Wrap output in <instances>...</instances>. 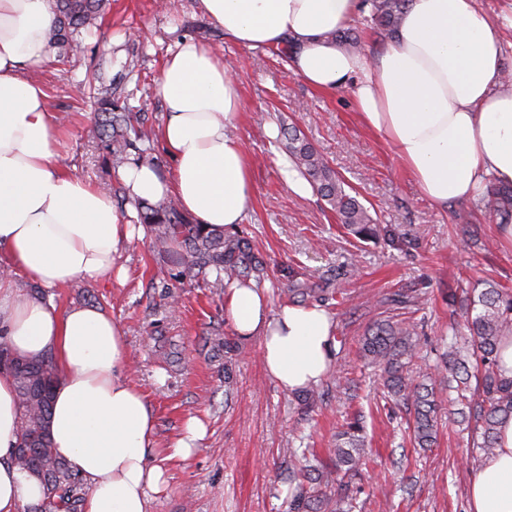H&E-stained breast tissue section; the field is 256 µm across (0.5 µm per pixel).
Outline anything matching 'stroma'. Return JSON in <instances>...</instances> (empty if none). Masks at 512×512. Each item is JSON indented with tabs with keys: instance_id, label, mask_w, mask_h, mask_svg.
I'll list each match as a JSON object with an SVG mask.
<instances>
[{
	"instance_id": "stroma-1",
	"label": "stroma",
	"mask_w": 512,
	"mask_h": 512,
	"mask_svg": "<svg viewBox=\"0 0 512 512\" xmlns=\"http://www.w3.org/2000/svg\"><path fill=\"white\" fill-rule=\"evenodd\" d=\"M186 37L217 49L239 83L244 108L236 133L250 153L253 184L242 228L267 263L261 286L269 303L275 309L287 304L290 280L309 275L348 294V301L331 299L324 307L336 336L347 339L338 359L352 384L338 388L335 375H328L319 386L322 400L301 409L265 373L259 342L235 335L223 293L175 277L146 237L123 251V281L80 280L54 290L57 305L98 306L123 327L133 381L156 414L162 441L178 436L192 416L207 427L193 459L171 465L169 488L152 512H288V471L303 465V449L333 446L343 419L359 412L367 467L354 483V512H467L476 468L458 427L441 425L433 448H416L408 414L382 400L378 371L360 367L356 345L381 319L389 297L410 294L417 304L393 316L417 323L427 361L435 363L455 312L449 293L484 279L512 289V243L500 239L499 218L479 199L437 208L384 138L362 125L345 91L310 88L277 48L225 40L199 0H168L164 8L157 0H110L99 28L82 33L79 55L26 75L43 85L51 112L64 118L60 164L110 188L125 220L136 221L137 213L123 203L120 161L107 157L92 133L94 96L97 88H111L119 102L146 115L148 131H156L163 118L156 77ZM292 125L397 240L361 241L317 193L302 196L289 187L279 164L288 155L286 141L273 131ZM406 233L415 244L403 241Z\"/></svg>"
}]
</instances>
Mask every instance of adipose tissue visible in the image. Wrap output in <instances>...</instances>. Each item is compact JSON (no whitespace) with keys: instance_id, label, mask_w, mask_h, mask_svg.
Instances as JSON below:
<instances>
[{"instance_id":"ef3b65f1","label":"adipose tissue","mask_w":512,"mask_h":512,"mask_svg":"<svg viewBox=\"0 0 512 512\" xmlns=\"http://www.w3.org/2000/svg\"><path fill=\"white\" fill-rule=\"evenodd\" d=\"M227 40L250 49L292 45L290 66L310 87L348 91L362 123L383 136L422 194L438 207L512 186V91L503 87L498 27L475 0H408L391 42L374 60L348 52L334 32L362 0H200ZM52 0H0V335L17 355L54 360L50 439L84 480V512H151L171 462L190 461L206 435L186 420L170 444L128 377L121 325L92 306L59 307L42 290L78 279L122 277L117 266L142 225L123 221L110 191L58 164L60 133L40 84L25 69L49 62ZM165 117L157 137L170 172L132 160L118 171L128 197H175L197 223L230 230L252 195L250 156L234 135L243 108L223 57L185 38L156 81ZM37 285L26 293L22 282ZM239 339L259 340L266 373L288 392L320 384L335 359L332 316L320 306L271 308L255 283L225 294ZM12 375L0 371V512H21L43 486L12 461L20 429ZM469 512H512V418L483 457Z\"/></svg>"}]
</instances>
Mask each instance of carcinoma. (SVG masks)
<instances>
[{
    "mask_svg": "<svg viewBox=\"0 0 512 512\" xmlns=\"http://www.w3.org/2000/svg\"><path fill=\"white\" fill-rule=\"evenodd\" d=\"M370 5V20L384 37L393 34L407 0H364ZM106 0H55V25L50 44L59 49L58 59L81 48L80 30L96 24ZM332 38L349 50H360V40L351 29L338 31ZM97 139L106 154L121 158L133 150L146 149L143 130L131 123L128 112L114 104L112 97L98 101L94 116ZM295 167L312 188L336 212L342 226L355 236L371 240L381 235L367 208L357 196L348 193L345 182L296 128L282 132ZM488 203L502 222L512 220V187L489 185ZM138 223L144 225L159 253L211 288H228L236 282L260 278L264 263L254 253L244 231L207 229L196 224L173 200L164 198L137 203ZM334 289L329 283L295 279L288 288V299L298 305L323 303ZM468 301L466 323H451L450 340L437 356L432 369L422 368L423 344L416 326L405 321L379 320L361 337L358 357L380 371L383 394L413 414L415 447L431 448L437 441L441 421L443 390L456 393L450 402L460 406L458 423L470 434L473 459L493 453L500 422L512 416V376L499 368L500 342L512 336V292L493 281L463 291ZM0 368L8 370L17 384L20 414V443L13 460L37 476L44 488L41 503L30 512H83L86 487L68 464L55 454L48 436L53 361L50 357L31 360L14 355L0 343ZM364 429L361 416L345 419L336 447L326 449L331 464L312 456L313 463L292 472L295 483L289 512H317L326 506L331 512H352L353 498L347 476L363 473ZM335 489L327 496L326 489Z\"/></svg>",
    "mask_w": 512,
    "mask_h": 512,
    "instance_id": "carcinoma-1",
    "label": "carcinoma"
}]
</instances>
